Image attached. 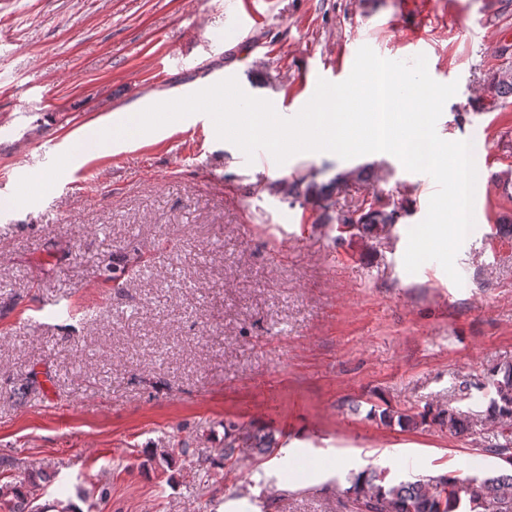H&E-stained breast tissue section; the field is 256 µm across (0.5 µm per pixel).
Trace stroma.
Instances as JSON below:
<instances>
[{
  "instance_id": "stroma-1",
  "label": "stroma",
  "mask_w": 512,
  "mask_h": 512,
  "mask_svg": "<svg viewBox=\"0 0 512 512\" xmlns=\"http://www.w3.org/2000/svg\"><path fill=\"white\" fill-rule=\"evenodd\" d=\"M236 27L225 0H0V477L41 468L37 504L74 512H213L256 489L267 512H351L347 477L384 468L392 483L512 471L489 453L501 429L386 426L371 408L485 411L460 382L512 363V0H267ZM458 84L450 141L491 152L455 285L434 261L408 273V231L434 183L388 153H300L243 164L213 129L189 125L107 153L69 156L85 126L151 93L233 74L250 95L302 101L299 74L345 49L411 60ZM69 157L49 189L28 179L41 150ZM348 174L335 210L381 197L387 233L340 236L302 179ZM274 431L283 475L224 435ZM172 445L187 455L163 459ZM109 487L101 498V487Z\"/></svg>"
}]
</instances>
